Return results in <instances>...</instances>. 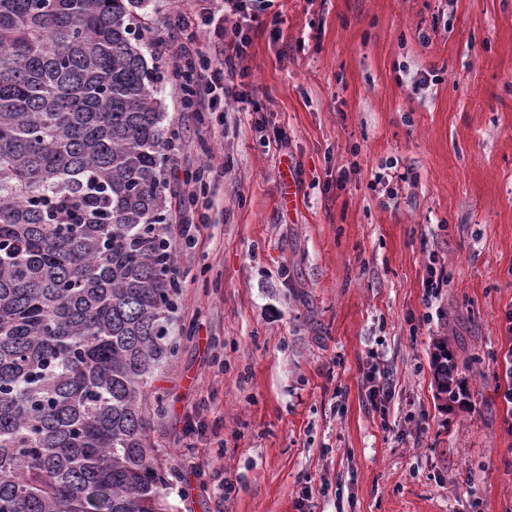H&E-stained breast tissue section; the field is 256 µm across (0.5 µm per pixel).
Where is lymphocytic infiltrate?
<instances>
[{
    "instance_id": "lymphocytic-infiltrate-1",
    "label": "lymphocytic infiltrate",
    "mask_w": 512,
    "mask_h": 512,
    "mask_svg": "<svg viewBox=\"0 0 512 512\" xmlns=\"http://www.w3.org/2000/svg\"><path fill=\"white\" fill-rule=\"evenodd\" d=\"M275 0H188L175 7L155 35L170 76L181 91V109L198 124L224 107L248 103L235 80L246 77L250 33L263 26Z\"/></svg>"
}]
</instances>
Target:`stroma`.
<instances>
[{"mask_svg": "<svg viewBox=\"0 0 512 512\" xmlns=\"http://www.w3.org/2000/svg\"><path fill=\"white\" fill-rule=\"evenodd\" d=\"M275 9L278 36L254 29L245 62L262 111L214 123L209 222L195 241L173 226L191 335L153 382L149 432L178 476L171 512H512L496 377L512 347V0ZM162 96L176 155L198 163L194 119L171 82ZM432 253L448 286L428 306ZM443 336L464 408L436 397ZM383 367L382 417L363 398ZM202 405L220 437L190 451Z\"/></svg>", "mask_w": 512, "mask_h": 512, "instance_id": "obj_1", "label": "stroma"}]
</instances>
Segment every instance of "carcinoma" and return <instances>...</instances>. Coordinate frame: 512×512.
I'll return each mask as SVG.
<instances>
[{
  "mask_svg": "<svg viewBox=\"0 0 512 512\" xmlns=\"http://www.w3.org/2000/svg\"><path fill=\"white\" fill-rule=\"evenodd\" d=\"M145 8L0 0V512H169L144 401L186 329Z\"/></svg>",
  "mask_w": 512,
  "mask_h": 512,
  "instance_id": "1",
  "label": "carcinoma"
}]
</instances>
